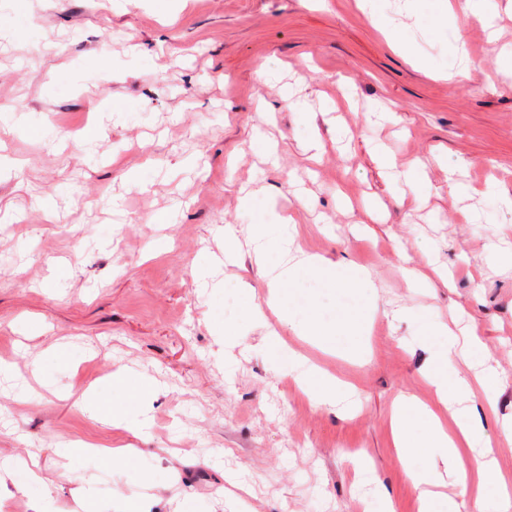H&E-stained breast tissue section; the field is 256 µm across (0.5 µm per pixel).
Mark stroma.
<instances>
[{
  "mask_svg": "<svg viewBox=\"0 0 512 512\" xmlns=\"http://www.w3.org/2000/svg\"><path fill=\"white\" fill-rule=\"evenodd\" d=\"M383 15L407 28V51L357 0H168L163 13L155 0H0V358L16 366L0 375V512H73L90 487L104 504L147 493L150 512L184 500L198 512H352L376 496L418 512L390 421L400 397L438 401L427 344L393 317L403 306L476 324L499 383L495 407L478 394L470 409L490 440L487 481L512 486V445L499 435L512 419V224L467 221L448 189L466 160L469 181L492 177L512 195V77L473 16L459 18L466 79L438 73L456 39L406 0H383ZM295 81L302 112L282 98ZM344 83L358 109L333 123L319 95L340 97ZM378 145L398 164L425 161L427 190L397 197ZM243 184L258 205L294 214L305 252L370 270L366 361L272 315L235 345L216 334L237 289L261 306L268 297L251 252L223 267L221 296L202 271L204 257H224L225 224L255 217ZM368 197L378 221L343 207ZM271 328L306 358L293 374L263 352ZM59 349L67 362L47 369ZM313 366L354 384L356 406L313 407L298 380ZM122 369L157 384L135 431L78 407ZM61 442L153 454L139 471L115 470ZM31 460L48 488L36 499L7 472Z\"/></svg>",
  "mask_w": 512,
  "mask_h": 512,
  "instance_id": "35a3bbf8",
  "label": "stroma"
}]
</instances>
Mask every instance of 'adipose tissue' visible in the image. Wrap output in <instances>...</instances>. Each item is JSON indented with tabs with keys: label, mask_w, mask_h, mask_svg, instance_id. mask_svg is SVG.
<instances>
[{
	"label": "adipose tissue",
	"mask_w": 512,
	"mask_h": 512,
	"mask_svg": "<svg viewBox=\"0 0 512 512\" xmlns=\"http://www.w3.org/2000/svg\"><path fill=\"white\" fill-rule=\"evenodd\" d=\"M401 320L412 323L417 335L431 348L434 367L429 380L435 386L442 403L451 399H466L473 391L460 377L454 359H461L467 367L479 366L485 349L475 330H466L464 337L439 325L431 316L404 310ZM313 406L335 404L344 394L347 383L319 367H312L301 380ZM156 390L155 383L131 372H120L112 380V399L104 401L98 391L84 394L79 406L91 417L130 430L141 425V407ZM393 443L404 471L417 492L419 512H448L447 499L432 495L424 487L426 482L422 463L432 449L438 448L452 460L454 484L461 498L471 500L474 512H512V493L506 485L489 487L485 481L488 461L463 458L459 447L478 440L483 435L479 425L468 413L454 409L449 421L416 397L401 398L391 418Z\"/></svg>",
	"instance_id": "obj_1"
}]
</instances>
